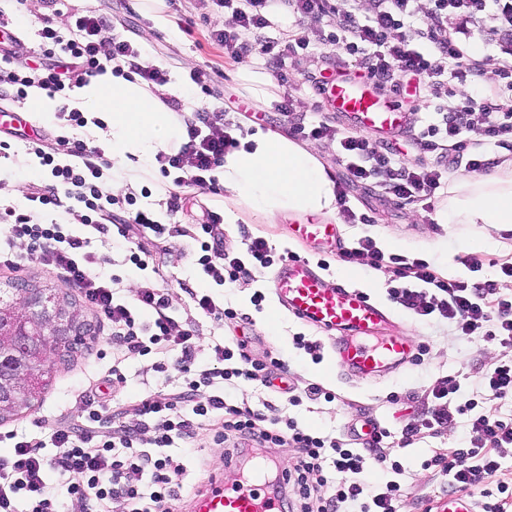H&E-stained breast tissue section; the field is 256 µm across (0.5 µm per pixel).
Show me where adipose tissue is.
<instances>
[{
    "label": "adipose tissue",
    "instance_id": "1",
    "mask_svg": "<svg viewBox=\"0 0 512 512\" xmlns=\"http://www.w3.org/2000/svg\"><path fill=\"white\" fill-rule=\"evenodd\" d=\"M170 93L169 85L148 89L109 71L75 89L72 108L99 113L107 126L99 138L112 153L113 193L151 177L157 152L183 142L182 122L163 103ZM220 174L231 197L269 223L286 213L320 217L337 210L333 183L316 149L271 131L246 136L244 147L225 155ZM433 219L512 230V167L494 174L455 173Z\"/></svg>",
    "mask_w": 512,
    "mask_h": 512
}]
</instances>
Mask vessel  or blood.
<instances>
[{
  "label": "vessel or blood",
  "instance_id": "obj_1",
  "mask_svg": "<svg viewBox=\"0 0 512 512\" xmlns=\"http://www.w3.org/2000/svg\"><path fill=\"white\" fill-rule=\"evenodd\" d=\"M324 98L356 129L384 137L406 130V115L395 100L382 96L362 76H344L330 85ZM298 238L324 254H336L342 237L336 224L306 220ZM272 292L292 318L326 333L332 362L348 380L376 382L404 367L417 345L408 335L386 333L392 315L366 291L344 280L328 279L308 261L290 259L272 274ZM261 474L225 483L213 476L195 494L193 512H280L278 502L264 494Z\"/></svg>",
  "mask_w": 512,
  "mask_h": 512
}]
</instances>
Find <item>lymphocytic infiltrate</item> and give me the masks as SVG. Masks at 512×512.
Returning a JSON list of instances; mask_svg holds the SVG:
<instances>
[{
	"instance_id": "1",
	"label": "lymphocytic infiltrate",
	"mask_w": 512,
	"mask_h": 512,
	"mask_svg": "<svg viewBox=\"0 0 512 512\" xmlns=\"http://www.w3.org/2000/svg\"><path fill=\"white\" fill-rule=\"evenodd\" d=\"M232 10L235 27L216 30L218 45L245 58L249 38L262 46L267 64L279 83H287L286 59L310 53L301 36L271 38L272 6L298 20L326 22L322 45L335 58L337 70L366 76L385 93L403 94L416 84L435 100L433 113L410 130L408 139L430 158L424 167L404 168L395 144L344 132L323 120L293 121L301 138L336 145V161L351 176L337 181L336 201L349 223L371 218L350 206V182L379 187L386 193L421 203L434 197L448 181L454 166L473 170L491 164L488 147H512V0H431L420 11L416 0H212ZM66 29L43 18L33 69L16 63L14 50L0 52V90L26 98L36 87L52 97H66L73 87L113 66L127 79L147 85L167 80L164 70L145 57L140 47L112 31L111 22L92 10H71ZM492 36L497 54L480 58L464 50L477 34ZM187 140L178 150L159 152L156 160L169 178L170 210H178L194 189H215V171L226 153L239 148L245 130L226 111L194 108L186 119ZM31 149L51 175L48 184L29 188L24 211L0 213V269L19 271L29 257L56 270L78 289L97 312L112 351V364L103 380L124 382L121 364L126 356L159 355L154 371H177L182 382L175 390H157L131 400V422H123L112 402L102 396L97 381L81 390L80 425L59 423L33 433L6 432L12 444L0 455V512H110L121 500L127 512H169L190 472L176 446L192 447L200 432H209L223 445L226 460L248 443L255 448H281L287 463L279 479L284 512H398L404 496L399 482L369 488L362 474L385 466L389 430H375L364 447L346 448L335 437L300 426L286 411L270 416L248 402L229 403L226 392L258 381L272 387L284 362L273 351L255 355L247 341L226 344L211 337L200 345L194 325H180L170 314V299L157 277L145 278L123 293L116 276L106 274L105 257L91 251V238L104 235L109 225L130 246V261L140 269L153 262V250L172 234L170 225L139 209L116 215L117 200L105 186L111 163L103 148L65 135L52 147L32 143ZM61 210V220L41 221L46 210ZM203 273L216 285L233 283L270 268L274 259L265 238L246 236L243 254L224 250V217L211 211L205 224L191 234ZM26 245L18 254L17 245ZM341 261L370 267L387 277L391 299L422 320H443L460 336H495L512 346V295L501 294L496 282L448 278L425 258L388 253L368 236L354 240L340 253ZM101 379V380H102ZM481 394L462 399L461 385L443 377L430 391L427 418L408 423L401 446L418 439L421 430L451 422L454 414L469 417L467 446L432 456L449 486L457 492L493 479L499 497L482 512H512V485L502 480L500 451L512 447V424L496 416L492 401L512 396V358L491 363L479 380ZM457 400L456 410L447 403ZM65 487L61 501L56 487Z\"/></svg>"
}]
</instances>
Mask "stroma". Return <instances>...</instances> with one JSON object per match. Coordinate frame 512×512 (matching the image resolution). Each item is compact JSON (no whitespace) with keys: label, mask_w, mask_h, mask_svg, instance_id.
Segmentation results:
<instances>
[{"label":"stroma","mask_w":512,"mask_h":512,"mask_svg":"<svg viewBox=\"0 0 512 512\" xmlns=\"http://www.w3.org/2000/svg\"><path fill=\"white\" fill-rule=\"evenodd\" d=\"M66 10L53 14L51 8L42 12L30 11L24 0H0V16L9 22L10 31L24 42L21 57L31 56L39 43L38 31L41 16H52L56 26L67 22L70 9H90L110 19L116 33L143 47L150 57L163 68L173 90L189 93L196 105L229 110L232 118L245 128L273 131L290 136L286 117L274 112L272 107L254 109L245 98L241 76L244 71L262 67L260 46H253L248 58L237 59L213 41L212 31L224 26V10L216 8L211 0H67ZM317 57L305 54L289 60L286 71L294 85V109L299 114L319 113L321 118L340 129L349 123L339 113L324 108L322 99L315 95L308 82L309 76L322 67ZM206 70L211 76L209 93H202L191 82L192 69ZM5 108L18 113L25 126L24 133L31 139L51 141L54 136L67 134L87 144H98L99 139L89 128L65 125L63 120L40 123L33 120L23 99H9ZM24 143H13L5 155L0 156V187L12 184L16 194L0 197V209H23L24 192L29 183H46L50 175L43 167L25 169L17 166L16 159L28 155ZM168 184L161 173L129 185L128 190L137 205H151L157 218L165 224L176 226L178 232L169 237L153 253L156 266L162 270L174 316L185 321L190 316L192 302L188 289L209 293L221 305L247 314L251 329L257 338L258 348L274 350L284 361L290 377L299 384L316 382L335 391L333 403L303 401L291 408L290 415L299 424L312 430L335 436L348 447H357L352 434L356 421L366 418L379 421L391 431L393 439H400L402 428L420 418L428 407L427 394L437 379L453 377L460 381L465 396L475 395L480 372L487 363L512 358V348L501 345L499 340L469 338L453 335L447 326L414 318L401 306H394L396 329L407 330L416 344L427 345L428 355L423 361L410 362L388 375L377 384H355L346 381L329 359L313 362L308 354L296 349L292 338L303 333L307 338L322 340L321 332L288 317L280 310L271 296V276L263 274L256 279L238 280L219 287L202 273L192 250V241L183 236V229L205 223V213L216 210L224 214V248L230 252L244 251L245 234L264 237L272 249L275 264H282L288 257L311 263L326 261L328 278H342L347 265L338 256L326 257L308 243L300 240L291 228V217H281L278 223L266 224L252 215L247 208L232 200L226 190L197 191L195 198L187 200L177 212L167 209ZM353 209L371 216L368 224L347 223L343 215H335L344 242L360 236L372 237L380 248L392 253H417L426 257L435 269L445 276L467 279L470 256H478L483 268L478 279L496 281L501 293H512V279L501 276L500 265L512 262V234L495 232L468 224H438L433 222V208L409 204L373 187L355 185L351 188ZM27 283L40 288L50 287L59 293L71 294L81 320L94 325L97 318L80 294L70 293L61 275L36 262H26L20 272L0 270V283L4 281ZM265 291L267 298L262 308H255L251 298L256 291ZM194 316V315H191ZM196 329L202 338L225 334L235 338L236 330L218 325L204 315L194 316ZM104 334L96 329L84 346L72 355L56 358L50 384L38 405L31 410L0 422V433L11 430H33L50 427L66 418H77L81 413L78 388L83 379L107 367V360L98 359L96 352L103 346ZM148 357H131L122 364L126 377L124 387L113 394L114 407H121L129 398L148 389L178 385L175 372L158 373L151 368ZM469 430L466 416H456L454 421L436 431L425 433L412 445L401 448L397 444L389 450L391 460L397 461L402 473L399 477L405 491L400 512H426L427 508L449 493L448 479L437 467H425L424 462L434 453H448L460 448Z\"/></svg>","instance_id":"obj_1"}]
</instances>
